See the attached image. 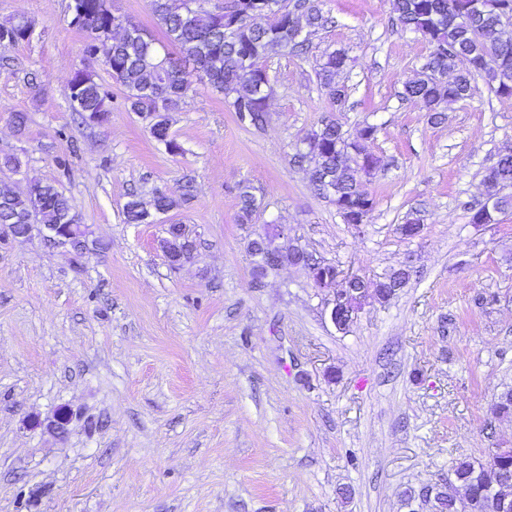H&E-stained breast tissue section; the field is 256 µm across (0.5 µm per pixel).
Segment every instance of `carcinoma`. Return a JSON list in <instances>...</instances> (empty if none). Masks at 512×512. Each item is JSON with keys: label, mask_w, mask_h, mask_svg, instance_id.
<instances>
[{"label": "carcinoma", "mask_w": 512, "mask_h": 512, "mask_svg": "<svg viewBox=\"0 0 512 512\" xmlns=\"http://www.w3.org/2000/svg\"><path fill=\"white\" fill-rule=\"evenodd\" d=\"M151 2L163 32L162 40L143 41L132 36L117 39L109 46L100 45L111 79L126 90L128 110L138 115L178 112L192 77L196 76L224 99L240 123L264 127L270 117L260 102L261 82L266 77L262 60L267 58V50L277 44L291 52L308 48L306 41L295 36L289 16L263 18L253 11V0H229L213 9L204 7V0H188L194 4L190 16L179 10L174 0ZM76 4L81 22L75 27L87 33L85 48L89 49L97 39L96 32L112 25V16L104 8V0H76ZM295 4L310 31L324 26L326 18L318 0H295ZM503 9L512 12V0H391V10L401 26L420 33L434 45L423 71L404 84V96L434 120L441 117L443 105L469 97L478 78L493 85L499 96L512 97V39L499 36ZM27 40L25 29L13 26L11 21L0 24L1 50ZM246 57L254 59L256 65V72L250 75L241 67ZM462 59L467 61V67L457 73V62ZM346 62V54L335 50L317 71L320 86L334 103L347 97L346 86L336 82ZM109 95L102 83L89 78L78 89V103L71 104V109L87 123L90 115L101 112ZM377 132L376 126L367 125L350 137L334 116L327 115L315 135L295 154L297 162L308 166L314 194L322 197L326 185L334 187L328 200L347 224L367 217L373 209V199L362 188L361 179L382 165L381 159L368 154L367 149ZM151 135L169 152L176 154L181 150L167 128H154ZM483 185L485 194L497 196L500 212L512 208L511 196L498 195L502 188L512 186L511 150L499 155L496 164L487 170ZM239 200V221L249 224L260 202L248 185L240 187ZM178 205V201L157 191L150 210L136 198L129 200L124 220L128 224H148L152 212H167ZM31 212L41 224L81 223L68 197L51 183H41L35 197L16 195L0 200V224H20ZM180 228L179 224L169 225L166 243L168 250L183 257L190 253L192 244ZM278 238V227L271 224L249 242L257 273L287 261L313 269L321 279L336 276V266L318 262L306 252L294 247L283 252L276 244ZM409 279L410 275L399 267L375 280L357 276L345 287L349 288L347 295L352 302L363 296L361 289L369 288L371 296L382 304ZM453 475L448 493L426 487L436 503V512H494V507L501 503L512 505V448L494 449L493 457L484 465L462 460L456 464Z\"/></svg>", "instance_id": "cac0c4a2"}]
</instances>
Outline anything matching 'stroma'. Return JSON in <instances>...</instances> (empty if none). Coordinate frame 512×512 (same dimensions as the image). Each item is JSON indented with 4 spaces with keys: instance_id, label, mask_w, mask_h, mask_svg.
I'll return each mask as SVG.
<instances>
[{
    "instance_id": "stroma-1",
    "label": "stroma",
    "mask_w": 512,
    "mask_h": 512,
    "mask_svg": "<svg viewBox=\"0 0 512 512\" xmlns=\"http://www.w3.org/2000/svg\"><path fill=\"white\" fill-rule=\"evenodd\" d=\"M67 4L0 0V23L34 25L0 50V157L54 184L107 248L79 259L36 238L0 243V512H431L423 487L512 448V415L493 410L512 387V210L480 226L468 210L512 150V98L479 80L432 124L401 98L432 44L401 28L390 0H320L329 22L306 53L267 59L264 128L196 81L171 115L174 155L86 56ZM340 49L336 108L315 71ZM84 69L112 91L101 126L71 110ZM331 113L350 135L378 128L368 148L383 166L362 179L374 208L358 230L293 162ZM188 180L191 201L125 223L132 195L176 197ZM243 184L262 202L249 224ZM415 211L411 239L399 227ZM272 222L281 245L343 272L376 279L407 260L411 279L340 333L309 270L254 277L247 244ZM171 224L196 239L176 272L161 247ZM61 411L56 438L42 422Z\"/></svg>"
}]
</instances>
